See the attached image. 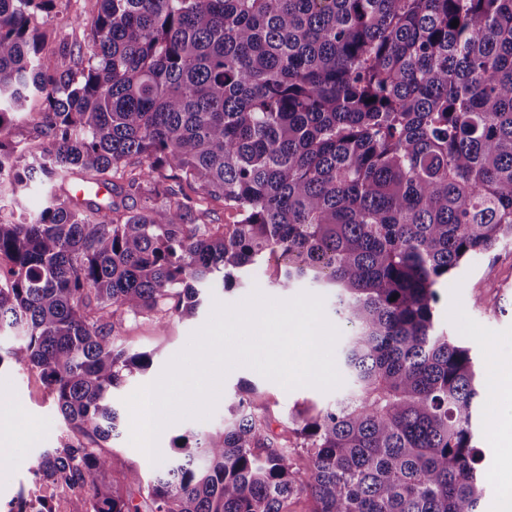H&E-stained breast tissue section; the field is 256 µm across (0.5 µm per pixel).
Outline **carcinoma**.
Listing matches in <instances>:
<instances>
[{
	"instance_id": "carcinoma-1",
	"label": "carcinoma",
	"mask_w": 512,
	"mask_h": 512,
	"mask_svg": "<svg viewBox=\"0 0 512 512\" xmlns=\"http://www.w3.org/2000/svg\"><path fill=\"white\" fill-rule=\"evenodd\" d=\"M97 4L72 21L87 55L47 57L55 0H0V184L48 190L0 216V364L37 368L73 433L37 474L90 512H481L476 360L434 309L512 242V0ZM75 175L120 201L63 191ZM268 255L279 288L332 292L345 390L292 416V445L240 390L154 479L127 470L137 494L108 482L112 391L151 365L116 346L125 317L192 316Z\"/></svg>"
}]
</instances>
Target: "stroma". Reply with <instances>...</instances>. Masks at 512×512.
Listing matches in <instances>:
<instances>
[{
    "label": "stroma",
    "mask_w": 512,
    "mask_h": 512,
    "mask_svg": "<svg viewBox=\"0 0 512 512\" xmlns=\"http://www.w3.org/2000/svg\"><path fill=\"white\" fill-rule=\"evenodd\" d=\"M254 290L244 283L232 292L208 290L207 298L191 317L167 315L164 321L154 316L126 319L120 330V342L130 351H146L153 355V365L114 390L112 402L120 414H127L126 397L137 388L154 382L166 363L187 344L190 335L207 321L214 302L235 304ZM436 319L440 329L454 339L469 345L476 356L479 373L478 415L474 421L478 447L485 454L484 467L491 476L482 512H496L504 490L502 476L503 436L494 427L496 416L505 404L491 388L495 378V359L512 356V250L498 248L461 267L439 290ZM252 387L256 391L258 412L269 414L274 432L288 425L292 413L299 408L319 410L332 404L335 392H323L313 387L285 390L276 382L265 379L247 367L231 370L222 385V397L232 396L238 388ZM10 407L17 415L22 432L35 433L32 443L21 444L13 453L10 465L0 469V512H34L39 500H47L56 512H89L86 494L72 493L68 487L41 480L35 473L36 460L43 450L59 448L67 443L71 432L56 414L54 400L37 370L15 364L0 366V405ZM111 458L109 478L122 482L128 467H136L144 478H151L154 464L129 442L128 434L114 440L108 449Z\"/></svg>",
    "instance_id": "1"
}]
</instances>
